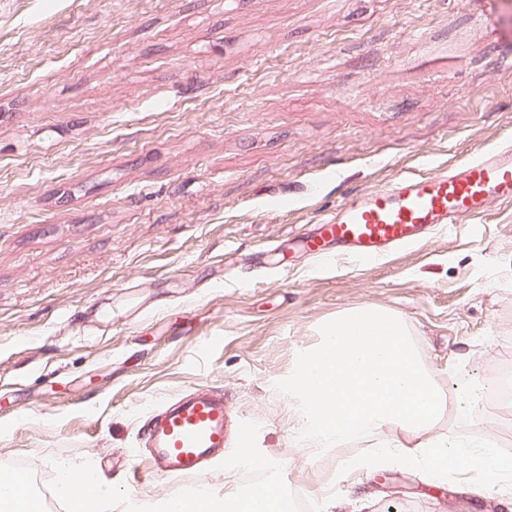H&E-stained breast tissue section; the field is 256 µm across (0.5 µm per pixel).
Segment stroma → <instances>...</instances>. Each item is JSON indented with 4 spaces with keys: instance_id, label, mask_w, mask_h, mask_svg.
Instances as JSON below:
<instances>
[{
    "instance_id": "stroma-1",
    "label": "stroma",
    "mask_w": 512,
    "mask_h": 512,
    "mask_svg": "<svg viewBox=\"0 0 512 512\" xmlns=\"http://www.w3.org/2000/svg\"><path fill=\"white\" fill-rule=\"evenodd\" d=\"M509 142L512 0H0V470L45 512H68L64 463L111 482L112 512L248 492L233 452L153 469L150 419L205 386L289 497L512 512V488L395 463L349 487L342 464L398 431L306 454L275 387L321 325L389 308L446 389L485 386L437 433L512 446V203L373 263L300 245L348 195Z\"/></svg>"
}]
</instances>
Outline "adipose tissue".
Instances as JSON below:
<instances>
[{
	"instance_id": "ef3b65f1",
	"label": "adipose tissue",
	"mask_w": 512,
	"mask_h": 512,
	"mask_svg": "<svg viewBox=\"0 0 512 512\" xmlns=\"http://www.w3.org/2000/svg\"><path fill=\"white\" fill-rule=\"evenodd\" d=\"M91 488L92 498L84 512H101L112 499V486L91 471L61 467L57 491L61 497L73 502L80 498L84 488ZM130 512H288L287 501L277 485H270L263 497L246 494L216 496L211 491L192 489L166 498L156 510L131 504Z\"/></svg>"
}]
</instances>
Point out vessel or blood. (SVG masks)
I'll use <instances>...</instances> for the list:
<instances>
[{"label":"vessel or blood","mask_w":512,"mask_h":512,"mask_svg":"<svg viewBox=\"0 0 512 512\" xmlns=\"http://www.w3.org/2000/svg\"><path fill=\"white\" fill-rule=\"evenodd\" d=\"M496 200L512 201V148L350 199L306 236V248L324 262L339 250L372 262L418 242L427 229L458 223ZM227 417L223 396L207 389L167 409L149 432L154 467L170 477L196 475L208 459L232 449L247 453L251 428L230 427Z\"/></svg>","instance_id":"vessel-or-blood-1"}]
</instances>
